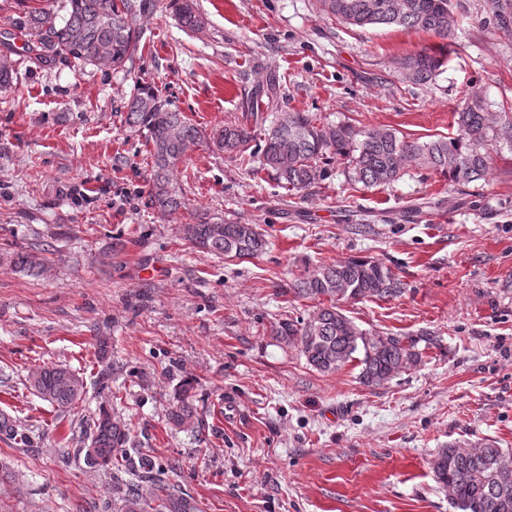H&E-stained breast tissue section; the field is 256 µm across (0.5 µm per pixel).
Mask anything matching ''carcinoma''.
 <instances>
[{
    "label": "carcinoma",
    "instance_id": "1",
    "mask_svg": "<svg viewBox=\"0 0 512 512\" xmlns=\"http://www.w3.org/2000/svg\"><path fill=\"white\" fill-rule=\"evenodd\" d=\"M63 17L46 8L25 13L23 28L33 37V50L44 59H72L114 69L133 60L139 35L133 26L146 0H67ZM321 11L357 28L399 26L431 33L442 43L395 61L401 77L413 84L432 80L448 59V41L454 38L456 21L448 0H319ZM180 26L203 34L207 22L194 0H169ZM127 123L145 132L151 146L149 205L162 213H175L183 197L173 183V173L193 148L206 144L233 154L246 164L250 176L271 171L290 191L305 190L325 177V165L343 158L351 166L349 181L365 187H387L402 171L415 165L430 169L456 185L467 187L486 179L492 164L489 143L512 144V118L491 121L483 106L472 101L454 113L457 133L428 142L409 140L389 127L356 128L351 124L329 126L315 112H282L265 134L260 166L246 158L253 140L248 122L214 128L206 135L183 113L168 107L147 86L138 87L126 103ZM184 238L192 247L228 259H250L268 246L255 224L213 217L205 211L183 225ZM11 265L34 273L39 268L30 251L7 253ZM404 283L392 269L368 257L321 263L288 285L285 293L316 302L307 318H280L272 334L285 346L294 347L307 364L322 373H333L348 363L359 368L360 381L379 386L421 361L418 340L411 336L371 335L343 313L341 305L364 300H392L404 294ZM29 388L43 401L70 411L87 394L84 379L64 365L39 366L28 376ZM192 384L183 385L168 418L176 428L195 433L203 427L190 400ZM77 452L92 467L112 471V492L122 512H147L143 499L123 473L119 460L135 448L129 424L112 411L99 408L80 423ZM435 478L460 512H512V454L492 443L468 446L450 444L432 461Z\"/></svg>",
    "mask_w": 512,
    "mask_h": 512
}]
</instances>
